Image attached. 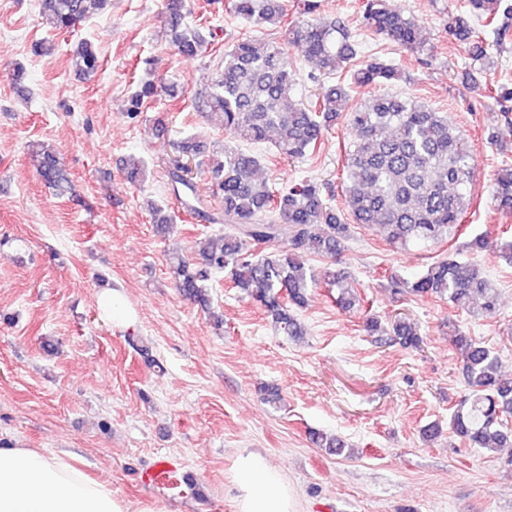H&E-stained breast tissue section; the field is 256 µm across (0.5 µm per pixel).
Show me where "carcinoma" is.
I'll return each instance as SVG.
<instances>
[{
    "mask_svg": "<svg viewBox=\"0 0 512 512\" xmlns=\"http://www.w3.org/2000/svg\"><path fill=\"white\" fill-rule=\"evenodd\" d=\"M108 0H38L41 17L58 32L71 33L104 8ZM471 16L448 17V33L468 48L471 64L484 66L487 55L477 24L499 37L512 28V0H469ZM227 9L256 26L284 25L283 0H228ZM362 22L372 34L415 50L421 44V26L412 16L395 9L389 0H362ZM185 0H168L166 24L171 42L182 56L195 57L207 50L206 36L185 23ZM286 26V25H284ZM288 44L316 72L310 79L337 73L346 82L320 85L309 103L296 99L299 80L280 46L250 37L224 49L222 68L199 93L201 110L215 124L236 138L226 145L222 158H214L207 143L195 136L181 140L179 157L209 174L213 195L220 207L208 209L188 178L191 170L174 161L167 171L168 189L182 208L210 224L224 225L219 238L199 242L195 259L174 254L169 271L179 292L211 312L208 282L228 272L233 287L245 291L264 308L274 328L285 336L299 337L304 329L295 311L308 304L309 287L318 279L339 289L347 275L329 268L307 270L303 255L336 258L347 248L352 225L377 228L389 244L436 243L459 227L470 201L466 188L475 159L462 130L428 105L399 93L371 96L350 112L352 140L346 149L342 193L349 218L328 202L332 187L302 179L275 191L259 175L261 159L240 143L271 142L285 159H299L321 144L323 135L341 116L349 90L368 85L391 86L404 77L395 64L370 58L355 63L358 43L340 20H305L286 26ZM82 75L99 69L94 46L81 42L71 59ZM157 94L147 82L131 99L132 114ZM41 179L57 194L67 193L69 180L56 153L47 147L34 155ZM493 196L499 209L512 210V165L498 170ZM269 243L271 251L256 255L249 242ZM492 248L512 263V238L494 242L475 236L462 245L471 258L450 254L429 265L411 281L391 278L395 290L414 295H434L467 314L492 318L499 310L496 284L476 256ZM389 335L404 348L417 349L422 337L402 316L390 320ZM448 341L461 356L467 392L450 415L449 428L468 447L495 452L512 446V379L503 376L495 349L467 334L448 320ZM312 441L330 452L342 454L347 443L323 433Z\"/></svg>",
    "mask_w": 512,
    "mask_h": 512,
    "instance_id": "obj_1",
    "label": "carcinoma"
}]
</instances>
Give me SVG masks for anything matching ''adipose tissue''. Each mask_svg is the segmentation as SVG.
Instances as JSON below:
<instances>
[{
  "label": "adipose tissue",
  "instance_id": "adipose-tissue-1",
  "mask_svg": "<svg viewBox=\"0 0 512 512\" xmlns=\"http://www.w3.org/2000/svg\"><path fill=\"white\" fill-rule=\"evenodd\" d=\"M235 512H298L282 471L255 451L238 452L231 469ZM0 512H167L113 496L109 484L64 456L37 448H0Z\"/></svg>",
  "mask_w": 512,
  "mask_h": 512
}]
</instances>
